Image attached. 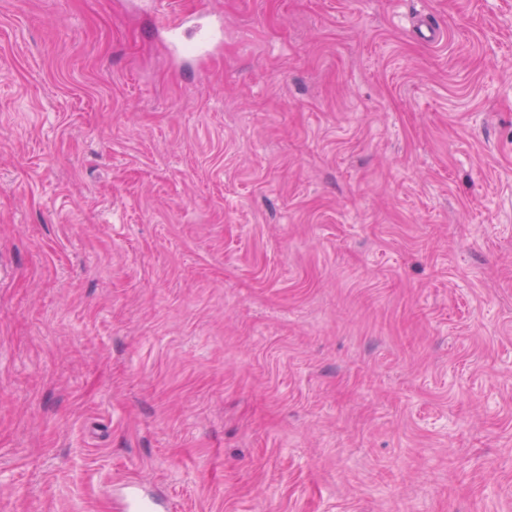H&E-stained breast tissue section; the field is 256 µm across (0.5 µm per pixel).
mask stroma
<instances>
[{
	"label": "stroma",
	"mask_w": 512,
	"mask_h": 512,
	"mask_svg": "<svg viewBox=\"0 0 512 512\" xmlns=\"http://www.w3.org/2000/svg\"><path fill=\"white\" fill-rule=\"evenodd\" d=\"M121 484L512 512V0H0V512ZM169 33L170 43L173 51L180 54L191 45L199 55L212 53L221 42L222 27L219 26H197L194 29H186L184 19H171L162 23Z\"/></svg>",
	"instance_id": "1"
}]
</instances>
